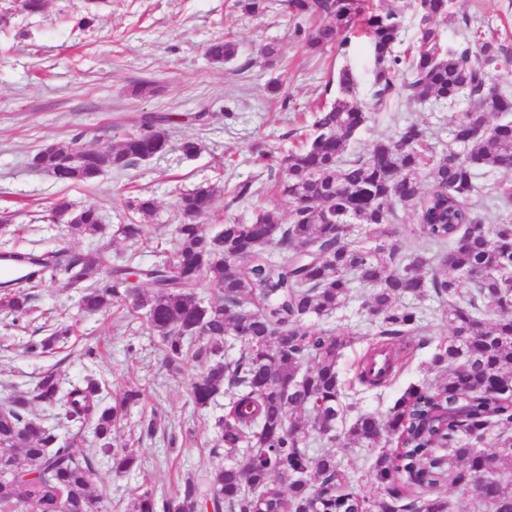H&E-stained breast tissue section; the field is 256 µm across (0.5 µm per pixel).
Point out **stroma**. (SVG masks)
<instances>
[{"label": "stroma", "mask_w": 512, "mask_h": 512, "mask_svg": "<svg viewBox=\"0 0 512 512\" xmlns=\"http://www.w3.org/2000/svg\"><path fill=\"white\" fill-rule=\"evenodd\" d=\"M455 9L472 24L489 27L507 46L508 56L490 68L489 78L500 89L512 90V0H455ZM295 26L278 4L251 15L235 0H101L94 6L87 0H47L40 15H20L12 26L0 28V212L13 215L9 248L87 249V240L71 236L65 225L40 232V217L59 197L102 211L107 232L100 243L112 263L129 254L146 264L160 260L182 222L178 192L200 184L215 189L213 207L203 220L210 233L234 220L251 221L263 209L288 218V200L273 191L282 158L309 133L310 110L324 98L328 80L341 68H352L358 76L357 99L366 104L373 67L367 36L353 38L344 54L311 50L295 37ZM224 36L237 42L238 54L218 64L205 47ZM269 43L276 45L277 56L263 54ZM273 82L278 91H270ZM468 107L464 100L451 107L392 99L360 129L355 147L368 150L411 118L427 129L436 149H444L454 122ZM152 112L187 114L194 121L165 125V152L125 171L106 173L92 184H63L31 165L40 148L74 139L109 149L137 130L140 115ZM201 112L206 115L202 121L197 118ZM188 140L199 145L191 157L182 151ZM263 151L269 155L264 166L256 162ZM245 181L252 182L254 194L234 200V186ZM136 196L153 199L155 212L146 239L128 240L115 229L126 223V202ZM35 294L29 315L13 326L0 322V397L33 387L51 367L73 382L96 373L112 401L129 390L142 393L113 438L117 447L136 449L138 465L105 475L99 487L110 512H123L143 490L167 493L177 482L224 465V457L209 453L213 425L224 413L223 398L205 409L194 407L189 385L195 367L166 369L159 338L145 319H128L118 307L83 317L63 352L39 355L28 347L48 336L49 312L77 314L80 290L63 275L48 272ZM328 325L353 338L337 363L341 381L349 382L370 349L368 314L355 301ZM429 355L425 349L410 360L399 357L397 373L386 386L355 395L357 411L387 416L411 384L442 381L444 372L428 370ZM152 419L156 432L149 435L145 428ZM376 454L354 442L340 453L354 490L369 500L378 495Z\"/></svg>", "instance_id": "stroma-1"}]
</instances>
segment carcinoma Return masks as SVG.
Segmentation results:
<instances>
[{
  "instance_id": "obj_1",
  "label": "carcinoma",
  "mask_w": 512,
  "mask_h": 512,
  "mask_svg": "<svg viewBox=\"0 0 512 512\" xmlns=\"http://www.w3.org/2000/svg\"><path fill=\"white\" fill-rule=\"evenodd\" d=\"M284 2L293 17L320 22L307 32L297 27L308 48L346 49L362 27L373 56L371 104L356 99V73L341 69L334 99L314 108L313 133L282 160L284 175L274 187L292 204L289 221L262 210L251 222L226 224L212 236L201 219L213 189L199 186L180 194L183 222L174 248L158 264L131 260L104 279L106 259L94 245L64 262L56 251L39 253L46 269L82 285V312L107 313L120 303L133 318L145 314L160 339L164 366H196L190 382L195 407H208L221 393L227 397L210 454L228 462L210 472L204 487L187 479L161 500L146 490L125 512H469L464 501L453 505L435 494L444 481L475 492L485 512H512V480L475 486L487 459L512 460V181L487 185L493 211L484 213L473 202L480 173L512 171V121L491 122L512 112V97L487 89V69L504 45L465 18L460 39L445 43L442 26L455 19L453 0H415L418 46L401 51L402 15L394 7L370 12L365 0ZM207 54L218 63L231 61L237 45L217 39ZM463 88L479 91L478 105L440 153L413 120L366 152L352 149L356 133L392 98L443 103ZM169 122V114L146 113L140 130L116 148L91 152L73 140L54 156L36 152L31 164L62 183H94L105 171L162 153L160 126ZM424 180L431 184L427 191ZM127 208L148 218L154 201L136 197ZM400 208L414 210L426 247L403 251L391 241ZM81 214L80 223L68 225L70 234L93 239L105 232L98 208L86 205ZM349 215L364 224L359 241L336 229ZM330 216L336 224L327 223ZM264 243L282 247L278 259L265 255ZM475 270L483 277L462 293L460 279ZM134 275L150 282L151 293L138 291ZM206 279L219 287L209 298L198 292ZM354 279L370 288L363 308L373 327L372 349L344 385L337 363L350 338L323 322L356 297ZM37 287L32 277L0 283V313L15 321L30 313ZM429 289L449 329L435 344L421 308L402 302ZM72 332L73 325L58 322L51 336L28 349L52 353ZM228 336L238 347L230 359ZM392 345L411 357L433 347L428 368L447 370L448 378L410 386L384 422L359 412L347 432L337 431L353 407L346 389L381 388L395 375L389 358L375 371L377 357ZM269 373L275 381H267ZM105 391L93 374L65 383L52 368L32 389L0 403V512H108L97 492L99 463L117 473L137 464L133 450L112 444V431L140 392L109 405ZM36 404L59 412L33 416ZM436 405L461 407L465 418H448L440 432L420 428ZM294 410L308 418L292 417ZM71 426L91 427L92 454L78 456L63 439L62 428ZM441 437L450 449L446 462L435 447ZM348 439L382 444L373 467L381 492L372 502L352 490L337 456L336 447ZM486 442L489 453L478 448Z\"/></svg>"
}]
</instances>
